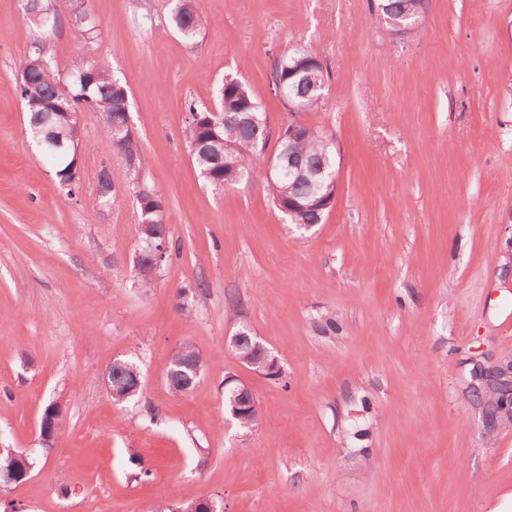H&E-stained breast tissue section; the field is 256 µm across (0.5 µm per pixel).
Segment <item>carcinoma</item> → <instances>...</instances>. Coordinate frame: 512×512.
<instances>
[{
	"label": "carcinoma",
	"instance_id": "cac0c4a2",
	"mask_svg": "<svg viewBox=\"0 0 512 512\" xmlns=\"http://www.w3.org/2000/svg\"><path fill=\"white\" fill-rule=\"evenodd\" d=\"M55 0H39L25 11L29 28L36 34H46L44 11ZM370 9L380 26L387 30L416 28L426 12V0H370ZM170 22L186 39L195 38L205 26L203 0H190L172 8ZM99 38L98 26H78L75 41L74 67L64 75L55 68L52 59L39 51L23 63V69L33 75V85L19 81L18 91L26 104L29 123L39 121L42 113L53 108L58 115L52 126L69 136L64 155L66 164L56 172L60 182L76 186L74 146H82L81 130L70 118L78 108L112 113L104 122L103 146L121 154L134 178V196L140 221L161 224L163 203L159 194L140 184L139 173L145 159L134 134L119 129L127 124L126 98L128 91L117 78L110 63L93 56ZM327 70L321 59L300 45L273 57L270 73L272 90L282 88L281 99L289 108L309 112L324 98ZM187 112L189 150L200 177L213 189L222 191L250 178L256 158L265 148L267 119L249 86L237 75L228 73L218 90L215 109L199 106L190 100ZM330 135L322 129L301 125L295 132L279 131L278 152H291L301 162V168L266 172V184L276 209L286 223L302 230L322 223L336 192V149L327 146Z\"/></svg>",
	"mask_w": 512,
	"mask_h": 512
}]
</instances>
